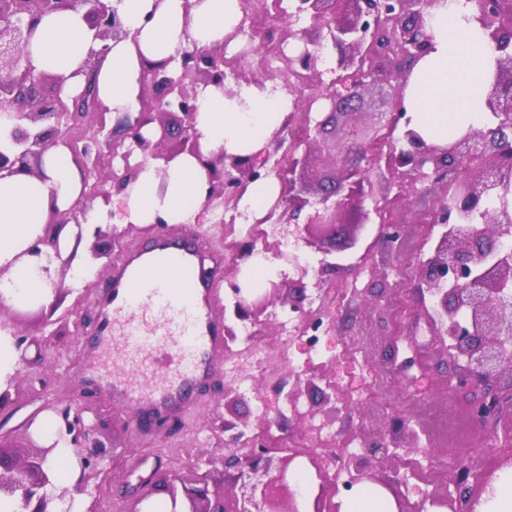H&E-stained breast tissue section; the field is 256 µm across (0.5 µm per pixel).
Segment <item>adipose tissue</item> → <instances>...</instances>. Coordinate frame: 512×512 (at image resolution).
Returning a JSON list of instances; mask_svg holds the SVG:
<instances>
[{"instance_id":"ef3b65f1","label":"adipose tissue","mask_w":512,"mask_h":512,"mask_svg":"<svg viewBox=\"0 0 512 512\" xmlns=\"http://www.w3.org/2000/svg\"><path fill=\"white\" fill-rule=\"evenodd\" d=\"M129 35L111 42L96 77L98 96L110 112L134 111L143 83V63L179 56L187 44L219 50L243 16V0H112ZM465 0H448L428 20L432 48L414 66L404 105L410 126L430 145L443 146L461 131L487 122L482 104L494 59L487 38L467 18ZM93 42L82 11L45 15L26 49L39 70L68 77L65 91L84 85L79 69ZM292 110V100L271 88L240 85L232 92L207 88L199 97L195 125L201 156L182 154L164 162L133 157L135 179L116 195L97 199L87 221L113 224H192L203 208L208 173L202 156L249 157L263 151ZM82 176L62 144L42 157L39 173L0 177V299L17 307L50 305L54 296L42 268L29 256L45 236L53 211L80 197Z\"/></svg>"}]
</instances>
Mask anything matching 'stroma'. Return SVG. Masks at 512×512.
<instances>
[{"label": "stroma", "mask_w": 512, "mask_h": 512, "mask_svg": "<svg viewBox=\"0 0 512 512\" xmlns=\"http://www.w3.org/2000/svg\"><path fill=\"white\" fill-rule=\"evenodd\" d=\"M294 6L295 0H246L240 27L250 29L256 15L264 16L265 35L257 42L262 50L251 52L252 44L240 36L225 48V60L246 79L282 85L287 65L272 68L262 60L278 51L292 58L301 51L294 34L311 21L294 16ZM336 59L332 46L321 48L319 75L302 87L304 96L316 99L313 119L329 112L321 94L336 85ZM367 165L373 194L363 210L371 214L378 206L383 216L371 215L357 245L341 253L340 269L322 272L321 250L293 238L288 258L274 261L281 296L296 284L305 287L298 331L287 332L272 307L246 321L235 312L234 287L247 252L273 249L281 239L277 224L221 226L212 208L208 219L188 227L189 235L224 261L215 314L234 338L221 358L222 374L207 381L162 431L136 427L127 413L113 408L111 395L87 382L82 366L98 315L96 295L112 276L111 264L130 249L148 246L164 226L117 225L110 262H97L81 282L65 278L55 313L40 307L1 312L0 328L10 331L25 359L17 364L12 400L0 406V446H30L29 425L42 413L82 412L109 448L97 479L98 512H128L140 480L156 471L188 476L210 458L213 479L232 484L233 472L222 463L228 435L221 423L240 426L261 417L277 437L278 456H291L292 468L304 469L313 482L323 473L335 479L332 504L352 494L360 469L399 498L404 512H449L464 499L488 500L487 486L512 470V450L501 445L512 436V398L493 422L469 415L446 365L448 339L436 333L417 275L420 254L436 240L434 217L455 174L427 167L408 186L388 167L385 154L369 157ZM399 293L408 313L398 324L392 302ZM260 355L268 358L262 375L255 367ZM395 364L402 367L401 377L386 372ZM315 423L329 426L335 439L310 456L298 447ZM143 454L156 458L158 467L133 474L131 462ZM411 457L427 470L428 480L407 471Z\"/></svg>", "instance_id": "obj_1"}]
</instances>
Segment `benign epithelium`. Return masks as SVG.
<instances>
[{
	"instance_id": "benign-epithelium-1",
	"label": "benign epithelium",
	"mask_w": 512,
	"mask_h": 512,
	"mask_svg": "<svg viewBox=\"0 0 512 512\" xmlns=\"http://www.w3.org/2000/svg\"><path fill=\"white\" fill-rule=\"evenodd\" d=\"M446 0H298L294 14L310 16L313 27L324 34L337 51L336 67L343 72L339 82L344 92L327 90L321 97L331 103V111L317 122L310 112L314 99L286 80L281 89L293 97L304 134L285 143L273 136L277 148L285 149L288 167H266L268 157L228 158L224 154L202 157L208 172L206 206L224 203V188L242 192L247 184L271 175L282 184L288 209L279 224L289 225L305 207L314 208L304 224L303 240L310 245L334 241L343 249L352 246L341 221L342 212L354 198L365 196L368 170L362 160L376 152L386 138L382 129L394 131L404 122L403 145L387 156L391 168L402 170L413 184L427 165L439 170L453 167L458 175L451 185V205H442L437 223L443 226L432 252L419 259L418 275L433 300L441 333L451 337V368L458 388L468 399L470 412L485 421L497 416L501 397L512 390V17L505 14V0H484L476 20L485 30L496 54L492 83L485 105L493 117L486 129H468L446 146L426 144L409 128L405 118L403 90L407 78L430 49L427 20ZM84 10L85 20L101 42L90 49L82 73L85 84L97 71L109 50L107 41L128 36L116 8L108 0H0V112L16 119L10 132L13 149L0 150V174L34 171L37 160L49 148L66 143L82 172L84 189L79 200L65 212H54L55 227L72 224L83 237L86 215L99 197L122 192L135 178L133 154L143 159L169 160L181 153L201 157L200 134L195 127L200 93L207 87L227 88L224 51L187 48L179 66L172 60L147 62L139 112L126 113L123 133L115 137L106 130L104 108L80 112L78 96L63 99L68 77L36 70L22 64L24 47L40 17L61 10ZM295 36L303 50L294 58L302 72L301 82L317 77L314 40L303 29ZM394 82V94L381 112L379 125L366 133L354 125L340 130L336 116L360 111L364 93L378 82ZM52 83L56 93L44 95V85ZM181 114L177 132H171L166 118ZM158 124L160 136L152 140L142 129ZM177 136L178 146L169 149L165 141ZM333 140L334 162L343 166L341 177L326 183L321 156L315 154L320 141ZM302 170L305 180L294 178ZM318 185L320 196L305 197L308 187ZM115 232L94 229L93 257L112 254ZM237 312L245 318L252 310H264L280 300L275 292L237 289ZM65 434L76 448L80 473L71 487L60 486L49 458L54 447L32 446L16 459L0 448V495L14 498L21 512H72L76 499L96 498L90 486L93 472L106 456V446L97 437L96 426L85 422L81 413L61 412ZM290 460H274L268 448L252 447L241 455L224 457V467L236 469L233 478L235 506L226 507V490L209 488L211 471H195L190 476L166 474L160 487L169 496L170 512H301L287 477Z\"/></svg>"
}]
</instances>
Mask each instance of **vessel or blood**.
Returning a JSON list of instances; mask_svg holds the SVG:
<instances>
[{
    "instance_id": "b4317fda",
    "label": "vessel or blood",
    "mask_w": 512,
    "mask_h": 512,
    "mask_svg": "<svg viewBox=\"0 0 512 512\" xmlns=\"http://www.w3.org/2000/svg\"><path fill=\"white\" fill-rule=\"evenodd\" d=\"M199 251L194 242L164 234L114 268L83 366L114 404L171 414L198 383L218 374L224 326L212 315L214 294Z\"/></svg>"
}]
</instances>
